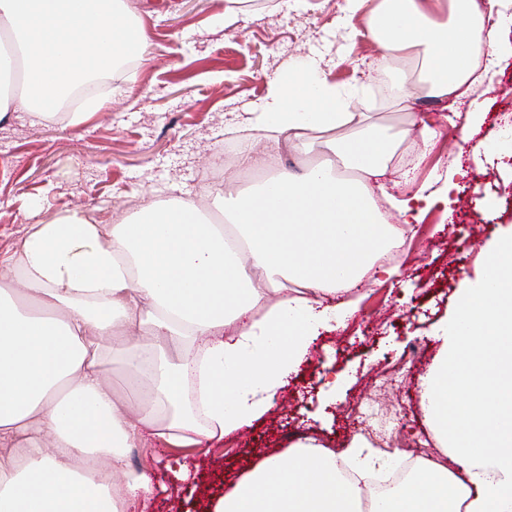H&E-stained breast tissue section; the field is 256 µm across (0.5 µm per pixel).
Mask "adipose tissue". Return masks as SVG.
Instances as JSON below:
<instances>
[{
	"label": "adipose tissue",
	"instance_id": "obj_1",
	"mask_svg": "<svg viewBox=\"0 0 512 512\" xmlns=\"http://www.w3.org/2000/svg\"><path fill=\"white\" fill-rule=\"evenodd\" d=\"M499 0H382L370 31L382 56L422 58L437 98L461 101L479 66L512 57ZM448 7L450 24L434 19ZM357 88L303 61L270 83L249 125L322 160L280 172L237 201L228 225L176 198L106 226L81 213L33 224L0 258V512H125L154 493L125 468L127 448H198L251 425L273 405L321 331L354 310V288L387 240L369 182L395 144L366 127ZM319 129L323 139L304 133ZM296 293L267 305L261 276ZM24 298H16L15 285ZM420 382L429 427L452 466L428 464L370 512H512V232L481 277L464 279ZM122 358L138 409L118 410L105 377ZM191 382L201 417L178 412ZM344 460L356 472L343 481ZM384 460L357 442L342 455L308 440L268 456L215 512H358Z\"/></svg>",
	"mask_w": 512,
	"mask_h": 512
}]
</instances>
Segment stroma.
<instances>
[{
  "label": "stroma",
  "instance_id": "35a3bbf8",
  "mask_svg": "<svg viewBox=\"0 0 512 512\" xmlns=\"http://www.w3.org/2000/svg\"><path fill=\"white\" fill-rule=\"evenodd\" d=\"M379 2L348 16L344 0H133L128 11L147 49L132 69L102 76L104 110L40 118L20 108L0 120L1 256L14 252L24 226L75 210L117 224L133 217L127 199L162 206L180 194L212 215L219 196L250 193L262 179L241 162L232 165L230 185L200 182L197 173L220 163V141L260 111L272 78L303 59L315 60L336 85H360L358 111L398 142L383 188L372 191L389 224L398 218L386 194L415 192L432 176H452L457 185L447 207L402 233L399 277L384 280L375 265L364 271L353 291L358 312L321 333L266 415L206 448L132 449V469L151 474L156 494L146 510L130 512H214L231 485L266 456L287 451L291 436L331 446L361 437L365 422L348 413L359 400L380 402L398 417L407 444L449 461L424 422L419 378L437 355L433 336L452 313L461 281L481 276L487 248L512 229V155L499 143L502 127H512V58L479 98L486 117L473 139L485 142V152L462 151L467 104L429 97L419 60L382 62L369 28ZM401 78L414 89L402 103L393 98ZM418 118L440 129L432 150L409 132ZM250 145L257 158L278 155L291 172L320 160L285 140L274 147L257 137ZM412 350L419 359L410 366ZM336 376L342 385L332 400L326 382ZM173 456L185 458L187 479L166 470Z\"/></svg>",
  "mask_w": 512,
  "mask_h": 512
}]
</instances>
